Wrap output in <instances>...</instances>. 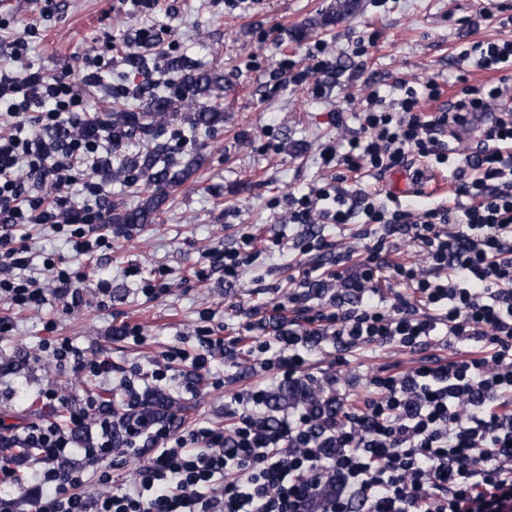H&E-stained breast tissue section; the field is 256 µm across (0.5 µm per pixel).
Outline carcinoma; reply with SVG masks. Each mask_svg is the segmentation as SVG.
I'll return each instance as SVG.
<instances>
[{
	"instance_id": "1",
	"label": "carcinoma",
	"mask_w": 512,
	"mask_h": 512,
	"mask_svg": "<svg viewBox=\"0 0 512 512\" xmlns=\"http://www.w3.org/2000/svg\"><path fill=\"white\" fill-rule=\"evenodd\" d=\"M168 70L177 77L180 91L179 99L168 96H156L141 111L126 108L114 109L104 117H96L85 122L81 133L88 136L98 135L100 128L112 126V150H119L124 143L137 134L149 136L153 130L163 127L169 120L183 117L191 129L210 130L224 123V110L214 100L215 90L222 87L224 75L215 71L196 69L191 62L172 57L167 62ZM195 160L191 159L179 165L168 158L162 148L140 150L135 154L115 156V163L100 160L97 173L108 178L122 172L129 173L134 179H143L154 193L135 208L121 209L117 206L105 207L104 219L111 224H150L162 210L169 194L181 187L190 175ZM269 404L276 408L293 404H303L309 412L311 423L319 431L336 419V398H319L310 387L301 382L285 383L271 393ZM143 417L149 421L168 418L176 411L175 402L161 390H150L142 396ZM128 416H116L112 424V445L122 448L125 445V427Z\"/></svg>"
}]
</instances>
